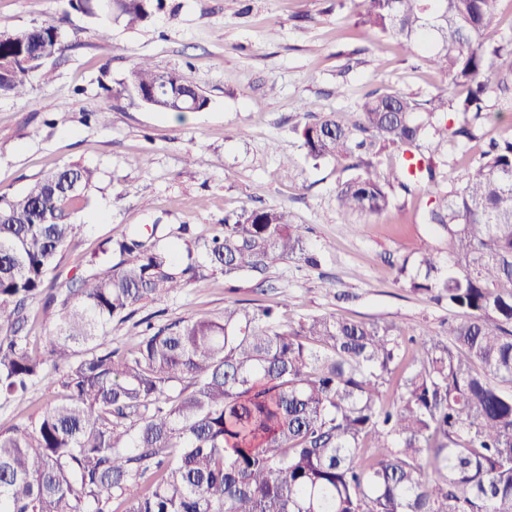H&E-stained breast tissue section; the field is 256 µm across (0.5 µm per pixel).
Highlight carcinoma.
Returning a JSON list of instances; mask_svg holds the SVG:
<instances>
[{
  "mask_svg": "<svg viewBox=\"0 0 512 512\" xmlns=\"http://www.w3.org/2000/svg\"><path fill=\"white\" fill-rule=\"evenodd\" d=\"M65 2L103 34L154 7ZM500 2L361 0L356 25L422 51L451 93L374 90L346 119L306 102L310 121L294 128L308 160L351 171L336 187L346 215L380 216L398 191L434 195L422 221L442 247L404 259L397 282L456 312L446 344L410 352L395 324L286 321L233 299L218 316L146 317L133 349H114L112 321L145 302L218 272L263 282L279 262L317 265L301 228L284 208L243 209L178 262L158 225L148 243L134 224L116 260H90L63 288L57 258L96 170L64 166L0 194V398L51 371L63 390L36 421L0 427V512H512V137L490 140L446 189L437 162L477 138L490 92L512 93V41L482 39ZM60 52L52 23L0 30V96L26 97L35 74L51 81ZM167 85L190 81L142 59L116 94L169 112ZM36 300L53 325L39 352Z\"/></svg>",
  "mask_w": 512,
  "mask_h": 512,
  "instance_id": "obj_1",
  "label": "carcinoma"
}]
</instances>
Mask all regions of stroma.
I'll use <instances>...</instances> for the list:
<instances>
[{
    "label": "stroma",
    "mask_w": 512,
    "mask_h": 512,
    "mask_svg": "<svg viewBox=\"0 0 512 512\" xmlns=\"http://www.w3.org/2000/svg\"><path fill=\"white\" fill-rule=\"evenodd\" d=\"M358 9L359 0H164L143 23L114 22L103 35L93 19L64 12L60 0H0V29L46 21L64 35L51 83L33 81L23 99L0 96V192L20 193L69 164L96 169L86 206L72 216L76 236L61 256V269L74 273L134 224L168 231L184 224L191 234L210 236L241 209L285 207L319 265L278 263L265 284L239 280V299L276 306L288 320L333 313L447 341L454 311L396 281L406 257L437 244L422 222L427 195H396L387 213L367 218L354 233L336 206L346 171L334 162H307L293 132L307 120V101L320 112H351L376 89L422 99L445 91V78L406 50L362 34ZM143 58L186 73L208 107L178 120L114 98L113 89ZM340 84L347 96H337ZM100 110L106 124L86 120ZM487 110L492 118L477 139L449 153L445 178L458 179L491 139L512 132L511 98L491 94ZM287 158L293 164L286 168ZM329 281L348 299L329 294ZM227 297L218 274L142 312L160 324L219 314ZM58 394L46 380L24 399L1 401L0 427L37 419Z\"/></svg>",
    "instance_id": "35a3bbf8"
}]
</instances>
